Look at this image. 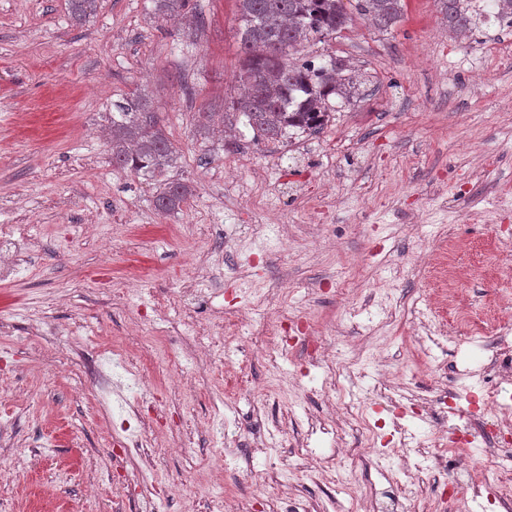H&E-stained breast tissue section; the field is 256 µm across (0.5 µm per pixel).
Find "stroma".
Wrapping results in <instances>:
<instances>
[{
  "instance_id": "35a3bbf8",
  "label": "stroma",
  "mask_w": 512,
  "mask_h": 512,
  "mask_svg": "<svg viewBox=\"0 0 512 512\" xmlns=\"http://www.w3.org/2000/svg\"><path fill=\"white\" fill-rule=\"evenodd\" d=\"M187 11L182 25L152 0H100L76 24L68 0H0V224L29 242L0 285V512H282L294 495L348 498L353 473L385 493L386 463L415 469L424 512L449 481L447 452L426 441L455 423L411 396L442 393L476 358L460 344L441 374L421 346L423 309L448 339L464 333L437 299L436 231L465 243L453 293L488 324L485 347L512 320L498 300L512 254L496 239L512 216V47L496 21L461 41L439 0H404L388 30L358 17L305 46L362 75L319 132L234 144L197 116L239 94L237 4ZM137 88L177 149L168 179L195 189L165 213L157 186L109 154L112 103ZM197 281L211 291L201 303L182 293ZM260 297L367 355L337 374L360 421L332 438L310 429L331 419L323 370L302 343L259 354ZM198 327L212 347L192 348ZM392 418L420 454L372 436ZM136 436L146 501L116 479L119 443Z\"/></svg>"
}]
</instances>
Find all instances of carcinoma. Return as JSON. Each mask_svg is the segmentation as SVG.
Returning <instances> with one entry per match:
<instances>
[{
  "label": "carcinoma",
  "mask_w": 512,
  "mask_h": 512,
  "mask_svg": "<svg viewBox=\"0 0 512 512\" xmlns=\"http://www.w3.org/2000/svg\"><path fill=\"white\" fill-rule=\"evenodd\" d=\"M157 13L177 18L188 0H153ZM240 45L244 54L240 80L244 92L231 101L224 119L244 118L254 137L280 140L291 133L316 131L330 115L333 96L348 97L355 90L348 66L330 59L313 68L290 56L306 44L340 33L351 21L344 0H236ZM448 28L471 32L481 26L479 17L512 15V0H484L487 10L474 15L465 0H439ZM98 0H69L74 22L86 21ZM358 13L380 30L403 14V0H356ZM110 151L112 164L146 181H159L176 162L177 153L161 124L159 113L145 96L133 92L112 102ZM193 194L192 186L172 181L162 184L155 205L168 212Z\"/></svg>",
  "instance_id": "cac0c4a2"
}]
</instances>
